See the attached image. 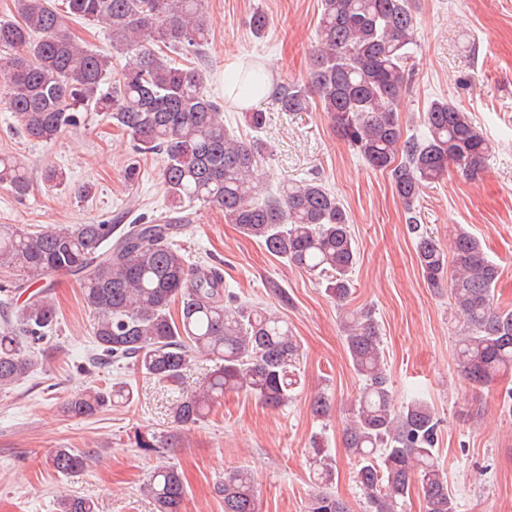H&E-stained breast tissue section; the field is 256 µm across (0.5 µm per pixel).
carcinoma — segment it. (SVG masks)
Instances as JSON below:
<instances>
[{
	"instance_id": "cac0c4a2",
	"label": "carcinoma",
	"mask_w": 512,
	"mask_h": 512,
	"mask_svg": "<svg viewBox=\"0 0 512 512\" xmlns=\"http://www.w3.org/2000/svg\"><path fill=\"white\" fill-rule=\"evenodd\" d=\"M205 0H15L14 15L0 19V105L14 114L24 137L51 143L97 112L126 134L139 156L163 158L158 176L168 210L129 224H75L39 231L0 225V269L16 270L40 285L0 329V391L25 379L39 364L36 346L58 323L52 278L66 272L79 281L84 304L95 313L92 361L122 362L165 386L181 385L196 355L215 369L176 400L171 423L190 429L204 422L227 393L245 394L272 408L288 406L300 384L301 349L288 322L224 288L215 268H191L175 240L188 221L186 207L200 203L263 245L271 255L325 282L328 296L344 302L357 262L356 242L343 204L314 180L283 178L265 190L259 172L268 150L259 137L266 113L245 110L254 133L246 141L224 126V109L207 92L198 64L208 43ZM79 18L109 31L112 49L125 58L93 53L66 28ZM411 0H321L305 82L270 85L267 68L253 61L240 71L238 102L271 95L282 112H304L318 96L343 140L374 170L390 174L395 193L414 213L423 189L456 171L477 174L492 142L467 113L444 99L424 113L421 137L404 131L400 106L413 76ZM193 59L181 67L174 56ZM15 195L29 188L26 164L0 156V187ZM415 252L427 287L448 289L463 316L456 364L472 384L489 386L512 376V309L494 303L500 269L480 240L463 227L445 247L416 217ZM353 369L362 380L345 448L358 459L356 483L369 512H402L412 487L426 512H457L438 462L440 424L421 399L395 407L371 315L344 322ZM133 388L85 390L67 404L73 417H89L115 403H130ZM139 448L164 456L171 443L138 437ZM93 460L85 451L58 448L50 467L66 475ZM314 491L307 512H347L331 491L335 467L323 451L310 463ZM141 491L156 512H183L186 489L166 462L146 477ZM224 512H259L253 473L231 469L217 483ZM58 512H96L95 504L65 495Z\"/></svg>"
}]
</instances>
